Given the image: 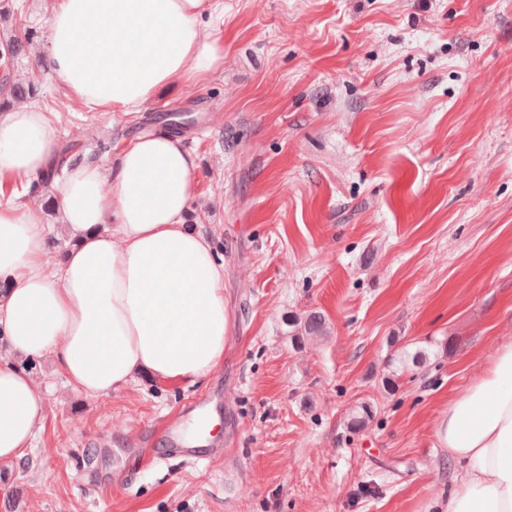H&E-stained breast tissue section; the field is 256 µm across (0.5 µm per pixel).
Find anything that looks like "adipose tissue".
<instances>
[{"label": "adipose tissue", "instance_id": "1", "mask_svg": "<svg viewBox=\"0 0 512 512\" xmlns=\"http://www.w3.org/2000/svg\"><path fill=\"white\" fill-rule=\"evenodd\" d=\"M216 13L215 0H59L46 51L72 102L135 112L173 81L222 68ZM55 149L40 108L0 114V177L46 173ZM196 169L165 132L128 142L109 166L75 165L53 186L74 244L52 268L43 225L0 205V337L15 356H52L92 396L139 374L194 383L222 363L224 263L186 222ZM43 414L32 377L0 360V462L31 447ZM434 437L460 472L432 512H512V339L449 398Z\"/></svg>", "mask_w": 512, "mask_h": 512}]
</instances>
